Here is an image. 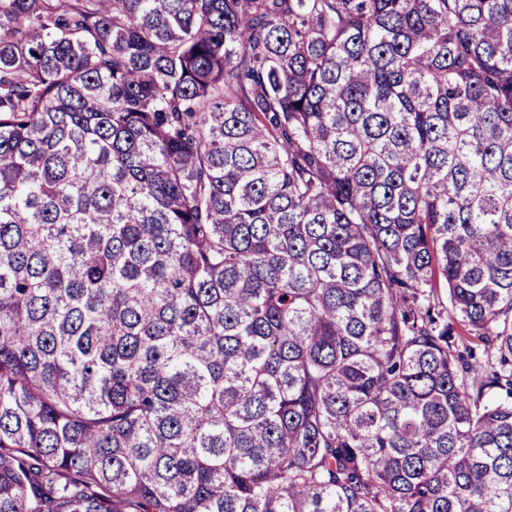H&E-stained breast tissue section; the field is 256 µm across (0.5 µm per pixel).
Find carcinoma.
Listing matches in <instances>:
<instances>
[{
    "instance_id": "carcinoma-1",
    "label": "carcinoma",
    "mask_w": 512,
    "mask_h": 512,
    "mask_svg": "<svg viewBox=\"0 0 512 512\" xmlns=\"http://www.w3.org/2000/svg\"><path fill=\"white\" fill-rule=\"evenodd\" d=\"M0 512H512V0H0Z\"/></svg>"
}]
</instances>
